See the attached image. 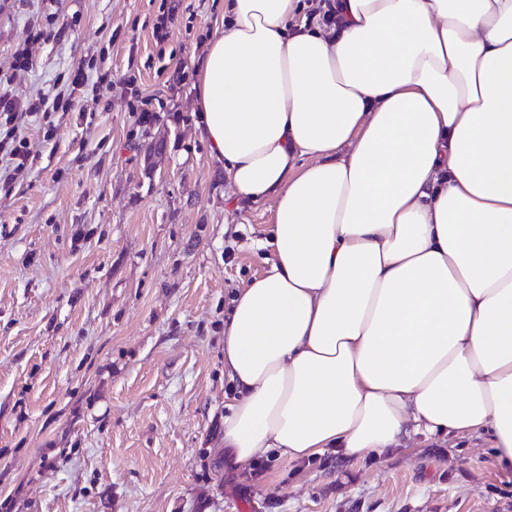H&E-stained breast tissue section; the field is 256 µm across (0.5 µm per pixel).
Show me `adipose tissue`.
I'll use <instances>...</instances> for the list:
<instances>
[{"instance_id":"1","label":"adipose tissue","mask_w":512,"mask_h":512,"mask_svg":"<svg viewBox=\"0 0 512 512\" xmlns=\"http://www.w3.org/2000/svg\"><path fill=\"white\" fill-rule=\"evenodd\" d=\"M224 0L196 125L273 257L224 321L227 462L486 431L512 472V0Z\"/></svg>"}]
</instances>
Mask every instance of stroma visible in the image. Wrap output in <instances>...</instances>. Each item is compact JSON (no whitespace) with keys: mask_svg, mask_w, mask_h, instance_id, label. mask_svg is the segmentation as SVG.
Listing matches in <instances>:
<instances>
[{"mask_svg":"<svg viewBox=\"0 0 512 512\" xmlns=\"http://www.w3.org/2000/svg\"><path fill=\"white\" fill-rule=\"evenodd\" d=\"M169 3L0 0L16 96L81 65L112 82L23 118L29 166L0 167V512H512L485 434L358 462L275 456L255 478L225 463L224 320L265 270L273 206L237 202L195 129L224 0H179L156 31Z\"/></svg>","mask_w":512,"mask_h":512,"instance_id":"1","label":"stroma"}]
</instances>
